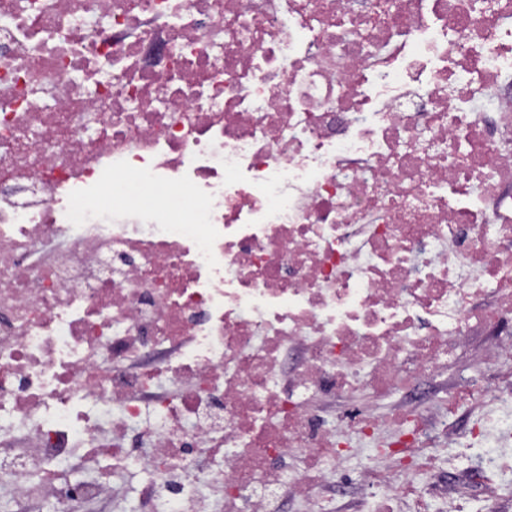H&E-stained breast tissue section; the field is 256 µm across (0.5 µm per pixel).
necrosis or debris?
Returning <instances> with one entry per match:
<instances>
[{
  "label": "necrosis or debris",
  "instance_id": "4bbe7bcc",
  "mask_svg": "<svg viewBox=\"0 0 512 512\" xmlns=\"http://www.w3.org/2000/svg\"><path fill=\"white\" fill-rule=\"evenodd\" d=\"M512 321V0H0V499L334 512L373 399ZM491 449L512 389H482ZM79 467L87 479L73 483ZM399 400L398 395H392L386 402L380 405H374L370 402L364 392H356L345 396L336 397V399L329 397H321L317 400L316 405L323 409H328L331 413H336V416L341 414L344 410L364 406L375 415H385L391 413ZM147 479L145 472L136 471L129 474L125 480V496L123 502V512H138L139 499L137 495V487Z\"/></svg>",
  "mask_w": 512,
  "mask_h": 512
}]
</instances>
